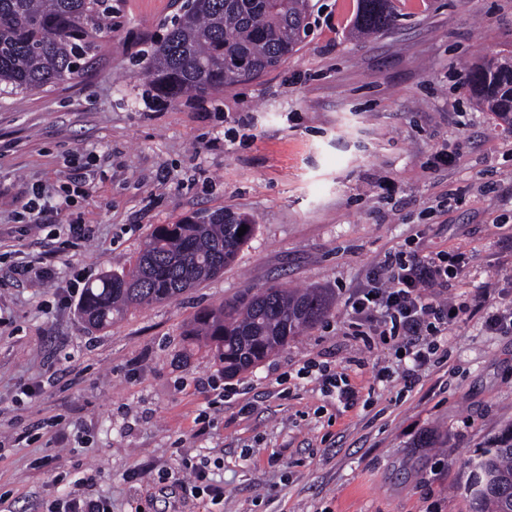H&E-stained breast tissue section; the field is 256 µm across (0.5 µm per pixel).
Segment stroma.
<instances>
[{
    "label": "stroma",
    "instance_id": "obj_1",
    "mask_svg": "<svg viewBox=\"0 0 512 512\" xmlns=\"http://www.w3.org/2000/svg\"><path fill=\"white\" fill-rule=\"evenodd\" d=\"M301 50L246 84L171 105L146 91L141 60L173 0H112V25L80 78L0 95V254L39 255L51 224L94 236L71 259L81 284L132 264L151 231L198 211L253 218L223 273L177 300L91 330L56 283L13 281L0 264V512H53L85 495L112 512H471L470 461L512 425V335L480 315L439 337L443 358L411 382L390 344L352 336L344 302L385 256L464 252L469 276L512 298V132L469 102L464 62L512 51V0H422L383 35L349 32L341 0H315ZM457 159L434 169L436 146ZM81 174L89 193L73 191ZM36 200L42 224L23 218ZM272 284L322 288L331 314L225 381L196 313ZM346 376L353 405L308 363ZM40 381L38 397L21 394ZM209 412L199 431L196 418ZM206 462L224 499L183 491L182 458ZM169 473L166 483L156 474Z\"/></svg>",
    "mask_w": 512,
    "mask_h": 512
}]
</instances>
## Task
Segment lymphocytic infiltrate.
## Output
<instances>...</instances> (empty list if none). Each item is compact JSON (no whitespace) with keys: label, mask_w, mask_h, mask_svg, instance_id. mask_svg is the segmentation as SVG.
Segmentation results:
<instances>
[{"label":"lymphocytic infiltrate","mask_w":512,"mask_h":512,"mask_svg":"<svg viewBox=\"0 0 512 512\" xmlns=\"http://www.w3.org/2000/svg\"><path fill=\"white\" fill-rule=\"evenodd\" d=\"M467 278L460 255L439 251L423 254L398 249L376 267L366 286L349 295L346 306L354 335L400 344L413 367L429 361L431 337L444 336L457 316L483 314L486 329L512 335V305L489 312L488 286L463 302L440 299L441 288L459 286Z\"/></svg>","instance_id":"f902f5d3"}]
</instances>
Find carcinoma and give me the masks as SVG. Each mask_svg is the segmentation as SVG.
I'll return each instance as SVG.
<instances>
[{
    "instance_id": "obj_1",
    "label": "carcinoma",
    "mask_w": 512,
    "mask_h": 512,
    "mask_svg": "<svg viewBox=\"0 0 512 512\" xmlns=\"http://www.w3.org/2000/svg\"><path fill=\"white\" fill-rule=\"evenodd\" d=\"M312 0H188L143 61L148 91L164 104L240 83L241 69L262 74L300 50ZM400 16L394 0H358L354 34L385 32ZM112 25L110 0H0V94L27 96L73 80ZM478 59L467 68L473 104L512 131V66ZM247 227L242 236L239 228ZM256 225L234 211L196 213L150 234L126 270L86 288L81 317L104 329L135 306L177 299L215 277L253 237ZM333 305L319 288L270 286L200 310L190 332L233 379L322 321ZM473 512H512V429L472 461Z\"/></svg>"
}]
</instances>
